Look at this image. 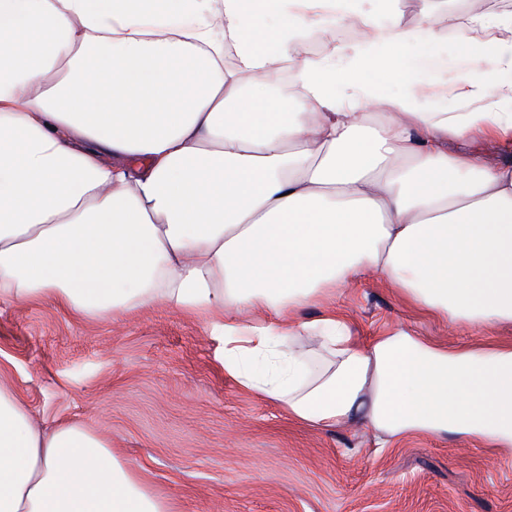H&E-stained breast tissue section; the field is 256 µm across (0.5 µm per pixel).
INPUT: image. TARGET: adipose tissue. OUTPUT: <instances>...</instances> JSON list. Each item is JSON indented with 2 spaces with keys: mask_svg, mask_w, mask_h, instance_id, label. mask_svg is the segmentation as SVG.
<instances>
[{
  "mask_svg": "<svg viewBox=\"0 0 512 512\" xmlns=\"http://www.w3.org/2000/svg\"><path fill=\"white\" fill-rule=\"evenodd\" d=\"M212 2L0 0V299L162 302L207 316L225 371L300 423L511 451L512 343L277 323L374 272L450 323L512 325V166L448 151L512 136V16L460 20L500 36L468 48L478 108L450 112L418 93L441 0L389 31L362 0ZM339 20L366 37L305 51ZM0 512L171 509L107 440L43 431L0 386Z\"/></svg>",
  "mask_w": 512,
  "mask_h": 512,
  "instance_id": "ef3b65f1",
  "label": "adipose tissue"
}]
</instances>
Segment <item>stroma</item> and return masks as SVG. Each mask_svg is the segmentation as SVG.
<instances>
[{"label":"stroma","mask_w":512,"mask_h":512,"mask_svg":"<svg viewBox=\"0 0 512 512\" xmlns=\"http://www.w3.org/2000/svg\"><path fill=\"white\" fill-rule=\"evenodd\" d=\"M467 50L460 39L434 44L427 108H465L441 95ZM323 314L365 339L402 328L451 344L512 341V328L450 324L376 275L289 319ZM0 384L45 429L78 422L106 438L174 512H512V459L475 441L377 448L357 424L302 426L225 372L224 339L202 317L161 303L109 319L0 300Z\"/></svg>","instance_id":"stroma-1"}]
</instances>
